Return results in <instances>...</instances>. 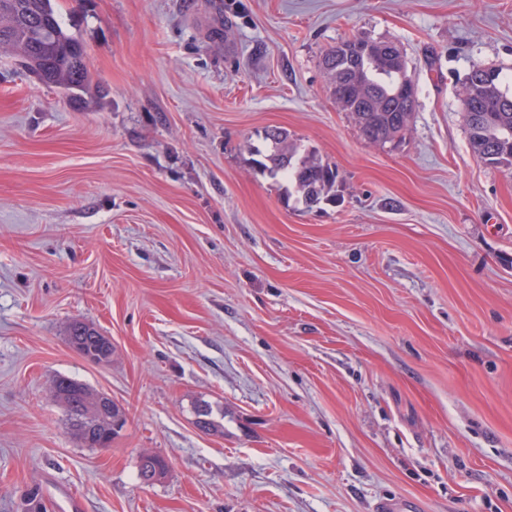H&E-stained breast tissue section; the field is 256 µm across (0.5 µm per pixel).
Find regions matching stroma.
Wrapping results in <instances>:
<instances>
[{"label": "stroma", "mask_w": 512, "mask_h": 512, "mask_svg": "<svg viewBox=\"0 0 512 512\" xmlns=\"http://www.w3.org/2000/svg\"><path fill=\"white\" fill-rule=\"evenodd\" d=\"M53 4L87 92L0 52V512H512V170L472 155L459 96L512 75V0ZM353 36L405 54L399 142L332 96ZM275 127L336 167L320 204L257 166ZM59 375L126 409L110 448L68 432ZM67 343L78 351H87L96 356L94 363L99 364L102 359H107L114 352L112 346H107V337L103 336L98 329L83 322L72 323L66 336ZM76 351L79 355H83Z\"/></svg>", "instance_id": "1"}]
</instances>
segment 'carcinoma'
<instances>
[{"label":"carcinoma","instance_id":"obj_1","mask_svg":"<svg viewBox=\"0 0 512 512\" xmlns=\"http://www.w3.org/2000/svg\"><path fill=\"white\" fill-rule=\"evenodd\" d=\"M0 50H11L21 62L46 83L76 94L89 85V70L83 46L67 33L51 0H0ZM388 41L363 37L344 39L325 56L336 105L357 121L361 135L378 144L393 142L392 131L412 115L416 101H406L398 92L399 62L387 57ZM461 93L468 97L473 111L466 115L468 143L478 161L492 168L512 169V82L502 73L492 77L473 67L462 83ZM269 151L257 161L271 177H285L301 194L308 207L321 202L336 183L338 172L308 154L300 153L297 144L288 140L286 131H265ZM70 347L87 351L102 361L114 352L107 337L83 322L72 323L66 336ZM69 392L62 404L66 424L74 436L82 430L85 398L94 390L66 376L54 380Z\"/></svg>","mask_w":512,"mask_h":512}]
</instances>
